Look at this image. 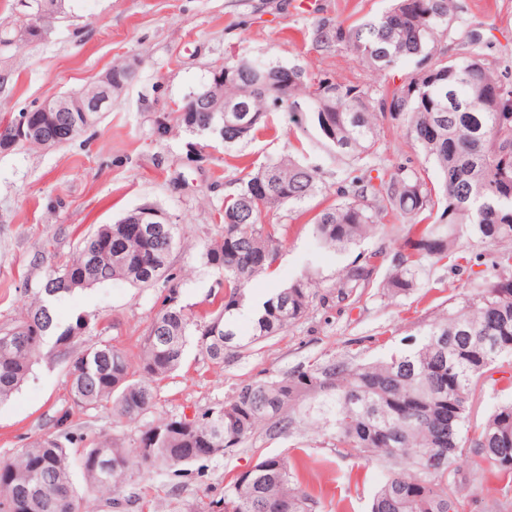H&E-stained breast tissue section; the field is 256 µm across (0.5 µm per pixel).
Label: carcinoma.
I'll use <instances>...</instances> for the list:
<instances>
[{
	"instance_id": "cac0c4a2",
	"label": "carcinoma",
	"mask_w": 512,
	"mask_h": 512,
	"mask_svg": "<svg viewBox=\"0 0 512 512\" xmlns=\"http://www.w3.org/2000/svg\"><path fill=\"white\" fill-rule=\"evenodd\" d=\"M37 27L25 19L23 34L44 38L61 18L62 0H43ZM312 39L328 51L341 47L363 67L385 75L404 60L415 62L402 85L372 88L341 84L296 64L241 57L216 67L224 85L207 82L182 106H212L214 112H178L175 121L215 136L231 148L248 139L266 114L288 105L291 124H311L320 140L347 167L334 200L317 213L313 235L326 249L343 250L380 224L395 220L414 228L413 252L402 255L382 285L395 297L418 288L423 263L479 267L448 310L422 322L405 348L368 363L346 355L311 364L282 378L244 382L220 408L192 420H160L128 445L107 434L72 432L69 415L58 432L0 458V512H82L84 495L112 493L124 512L133 504L121 490L134 470L183 476L189 467L237 448L266 425L270 437L303 426L328 432L347 457L385 467L369 512H464L466 488L492 475L512 478V398L496 403L471 436H464L470 403L480 381L499 361L512 357V76L489 60L480 36L456 13L454 0H390L377 16L345 26L316 23ZM448 35L456 54L437 52ZM66 112L28 111L40 138L20 139L15 149L58 148L74 141ZM403 129L438 175L433 183L408 163L378 167L385 124ZM377 176H372V172ZM321 188L320 168L282 158L248 175L242 188L217 208L224 224L203 257L219 275L224 297L196 316L180 299L181 275L171 265L181 225L139 224L133 210L114 224H101L83 238L75 256L51 271L12 328L0 329V402L28 378L44 346L52 341L66 363L71 409L111 407L112 416L135 422L155 406V384L183 363L193 342L215 365L250 345L277 336L306 318L319 295L303 275L253 309L242 335L236 314L247 284L272 272L282 225L265 218L304 201ZM483 249L460 250L463 235ZM361 255L337 283L345 299L368 280L373 259ZM139 288L163 284L166 294L150 325L137 339L138 352L101 343L79 352L86 316L59 328L53 301L77 289L110 281ZM149 451L140 452L144 440ZM81 443L79 455L70 446ZM80 472L85 488L73 481ZM280 500L288 512H316L319 499L303 487L288 459L265 454L254 470L236 475L210 512H269ZM485 512H512V500L489 496Z\"/></svg>"
}]
</instances>
